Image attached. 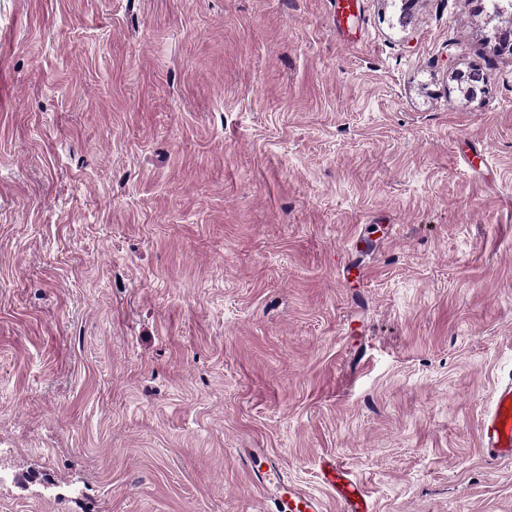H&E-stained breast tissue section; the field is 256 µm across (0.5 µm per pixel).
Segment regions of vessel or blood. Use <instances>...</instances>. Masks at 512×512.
Segmentation results:
<instances>
[{
	"instance_id": "1",
	"label": "vessel or blood",
	"mask_w": 512,
	"mask_h": 512,
	"mask_svg": "<svg viewBox=\"0 0 512 512\" xmlns=\"http://www.w3.org/2000/svg\"><path fill=\"white\" fill-rule=\"evenodd\" d=\"M480 445L495 460H512V379L498 381L490 408L478 429ZM323 483L344 506L345 512H375L364 485L337 458L328 457L320 465ZM256 481L278 479L277 503L280 512H324L323 502L315 495L302 493L294 485L280 482L278 464L267 459L265 468H254Z\"/></svg>"
}]
</instances>
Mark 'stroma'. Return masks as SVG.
Masks as SVG:
<instances>
[{
    "instance_id": "35a3bbf8",
    "label": "stroma",
    "mask_w": 512,
    "mask_h": 512,
    "mask_svg": "<svg viewBox=\"0 0 512 512\" xmlns=\"http://www.w3.org/2000/svg\"><path fill=\"white\" fill-rule=\"evenodd\" d=\"M361 2L0 0V512H512V18ZM480 445L495 460H512V379L494 387L490 408L478 429ZM323 483L341 502L346 512H375L364 485L337 458L327 457L320 465ZM266 470L261 467L251 466L256 481L261 485L265 480H271L273 477L277 481L280 494L276 498L280 507V512H323L324 506L320 498L313 494L302 493L297 490L293 484H286L281 478L277 469L278 464L275 459L267 458L265 462Z\"/></svg>"
}]
</instances>
